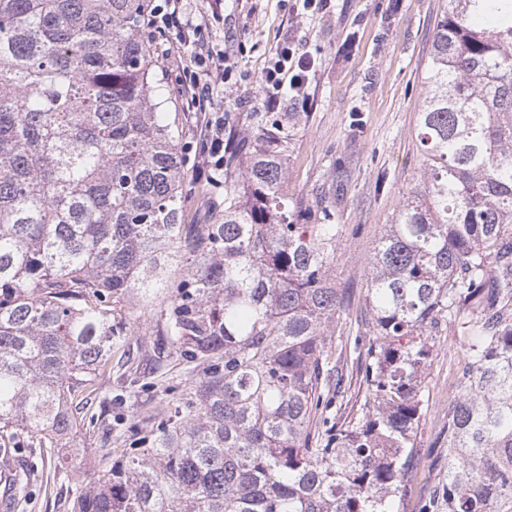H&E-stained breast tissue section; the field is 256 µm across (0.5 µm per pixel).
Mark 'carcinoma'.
Wrapping results in <instances>:
<instances>
[{"label":"carcinoma","instance_id":"cac0c4a2","mask_svg":"<svg viewBox=\"0 0 512 512\" xmlns=\"http://www.w3.org/2000/svg\"><path fill=\"white\" fill-rule=\"evenodd\" d=\"M151 0H0V461L58 447L76 403L155 320L138 379L196 377L112 458L72 512H403L429 336L468 316L448 406V484L418 512H512V0H446L418 109L421 186L368 262L369 346L355 415L324 418L350 295L342 225L288 197L298 112L224 115V182L188 179L161 111ZM210 202L205 224L187 203ZM153 319L147 313L141 315V317L134 323H132L128 329L127 346H130L133 357L136 358L137 363L140 361V366L146 364V355L149 354L150 349V337L153 329Z\"/></svg>","mask_w":512,"mask_h":512}]
</instances>
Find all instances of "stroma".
I'll list each match as a JSON object with an SVG mask.
<instances>
[{
  "label": "stroma",
  "instance_id": "1",
  "mask_svg": "<svg viewBox=\"0 0 512 512\" xmlns=\"http://www.w3.org/2000/svg\"><path fill=\"white\" fill-rule=\"evenodd\" d=\"M444 0H332L323 12L302 0H191L192 12L214 15L213 43L223 49L233 83L215 91L218 112L262 111L261 77L285 40L309 51L316 69L288 159V195L305 206L324 200L343 232L336 248V285L349 308L332 338L333 350L355 356L367 346L364 320L368 259L384 226L422 176L414 139L424 93V67ZM189 56L177 48L156 63L164 109L179 112V85ZM422 391L423 417L415 450L410 501L429 497L448 479V404L459 395L466 338L457 322L431 337ZM53 450L21 448L16 467L29 473L13 512H71L70 489L97 462L80 451L73 470L53 469Z\"/></svg>",
  "mask_w": 512,
  "mask_h": 512
}]
</instances>
